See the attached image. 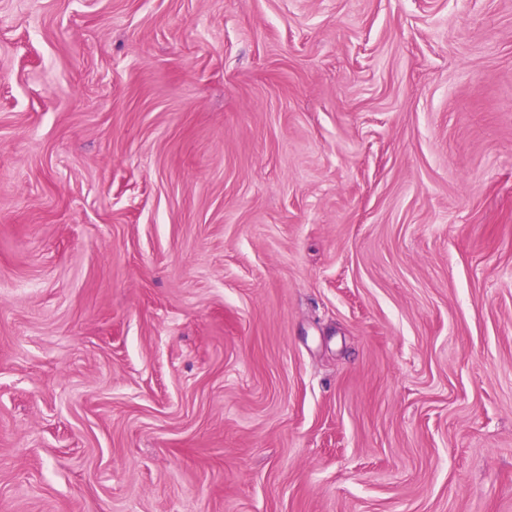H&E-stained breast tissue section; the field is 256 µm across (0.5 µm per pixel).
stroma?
Returning <instances> with one entry per match:
<instances>
[{"instance_id":"stroma-1","label":"stroma","mask_w":512,"mask_h":512,"mask_svg":"<svg viewBox=\"0 0 512 512\" xmlns=\"http://www.w3.org/2000/svg\"><path fill=\"white\" fill-rule=\"evenodd\" d=\"M0 512H512V0H0Z\"/></svg>"}]
</instances>
